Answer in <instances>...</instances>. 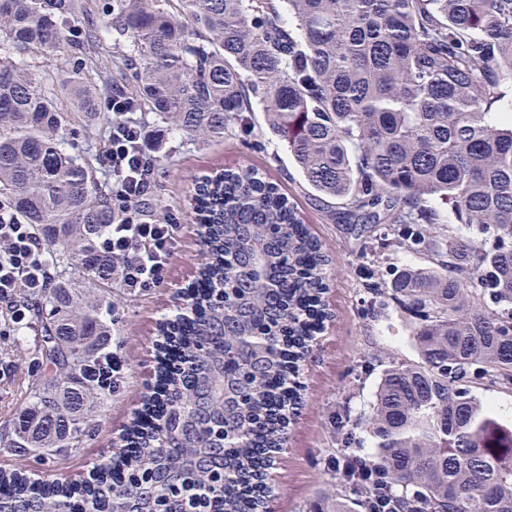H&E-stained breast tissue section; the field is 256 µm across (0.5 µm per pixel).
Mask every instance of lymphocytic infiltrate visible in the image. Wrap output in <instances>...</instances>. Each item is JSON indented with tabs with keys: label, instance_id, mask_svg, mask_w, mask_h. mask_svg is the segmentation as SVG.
<instances>
[{
	"label": "lymphocytic infiltrate",
	"instance_id": "f902f5d3",
	"mask_svg": "<svg viewBox=\"0 0 512 512\" xmlns=\"http://www.w3.org/2000/svg\"><path fill=\"white\" fill-rule=\"evenodd\" d=\"M153 150L145 127L113 126L107 157L115 178L113 204L122 219L110 226L97 248L121 258L114 271L121 288L138 294L159 285L166 277L180 238L182 224L176 213L149 217L140 207L154 183L147 157ZM49 246L31 225L0 220V325L18 331L31 327L20 293L41 295L50 284Z\"/></svg>",
	"mask_w": 512,
	"mask_h": 512
}]
</instances>
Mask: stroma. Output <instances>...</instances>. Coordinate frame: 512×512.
I'll return each instance as SVG.
<instances>
[{"mask_svg":"<svg viewBox=\"0 0 512 512\" xmlns=\"http://www.w3.org/2000/svg\"><path fill=\"white\" fill-rule=\"evenodd\" d=\"M166 149L157 171V197L163 211L179 213L183 224L168 273L157 287L136 297L118 287L101 292L121 318L118 354L125 375L119 392L90 412L89 429L75 452L19 457L0 448V468L23 470L33 481L51 476L79 486L99 464L110 462L115 443L156 385V355L161 344L158 325L186 306V292L205 261L190 205L193 180L224 168L253 166L287 193L330 260L329 289L324 296L330 316L301 368L302 402L290 418L286 442L269 471L273 492L265 504V512H306L327 489L339 486L332 463L337 439H348L350 453L372 452L365 419L389 361L417 358L412 343L415 315L387 298L370 302L366 285L391 282L403 268L427 265L428 259L403 251L374 256L350 234L347 225L328 221L324 202L274 138L250 141L229 133L223 141L198 144L177 136L168 141ZM34 338L31 329L0 333V364L7 368L0 375V429L18 411L37 370L28 350Z\"/></svg>","mask_w":512,"mask_h":512,"instance_id":"35a3bbf8","label":"stroma"}]
</instances>
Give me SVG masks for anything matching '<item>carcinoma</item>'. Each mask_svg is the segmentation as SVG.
Instances as JSON below:
<instances>
[{
    "label": "carcinoma",
    "instance_id": "cac0c4a2",
    "mask_svg": "<svg viewBox=\"0 0 512 512\" xmlns=\"http://www.w3.org/2000/svg\"><path fill=\"white\" fill-rule=\"evenodd\" d=\"M121 122L269 134L339 201L328 219L431 255L368 288L418 318L419 361L385 370L366 419L375 479L348 469L349 492L308 512H512V428L472 394L512 386V0H0V216L32 225L52 264L32 309L39 372L0 434L20 456L78 447L86 412L121 387L118 317L91 295L117 263L96 242L120 219L99 173ZM194 201L199 293L159 326L184 337L181 361L162 364L120 480L102 466L77 496L0 470V512H263L266 460L330 317L329 259L255 168L200 178Z\"/></svg>",
    "mask_w": 512,
    "mask_h": 512
}]
</instances>
